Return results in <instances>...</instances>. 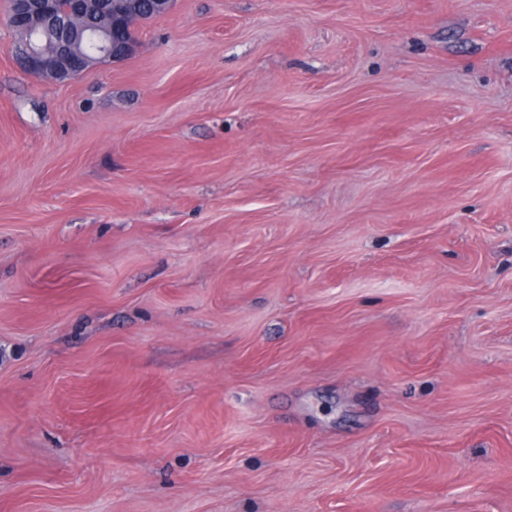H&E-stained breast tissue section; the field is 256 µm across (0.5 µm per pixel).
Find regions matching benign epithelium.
<instances>
[{
    "mask_svg": "<svg viewBox=\"0 0 512 512\" xmlns=\"http://www.w3.org/2000/svg\"><path fill=\"white\" fill-rule=\"evenodd\" d=\"M56 0H10L8 25L17 32L11 52L26 73L39 78L65 81L92 74L101 64L131 56L136 50V25L151 17L165 14L173 0H151L152 12L140 7V0H126L127 8L112 16V28L103 34L90 33L86 41L95 42L89 53L68 47L71 33L69 13L82 14L92 0H70L71 6L62 15L55 11Z\"/></svg>",
    "mask_w": 512,
    "mask_h": 512,
    "instance_id": "1",
    "label": "benign epithelium"
}]
</instances>
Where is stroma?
Instances as JSON below:
<instances>
[{"label": "stroma", "instance_id": "stroma-1", "mask_svg": "<svg viewBox=\"0 0 512 512\" xmlns=\"http://www.w3.org/2000/svg\"><path fill=\"white\" fill-rule=\"evenodd\" d=\"M5 16L0 512H512V0ZM56 0H11L7 16L8 25L17 32L12 44L13 58L26 73L39 78L65 81L80 75L92 74L101 64L115 62L131 56L136 50L134 31L136 25L152 14H165L173 0H151L152 11L144 12L139 0L126 1L127 8L112 15V28L108 33H89L87 42H95L89 53L71 50L68 42L71 33L69 15L55 11ZM54 27L63 42V49L55 55L45 54L33 36L45 28ZM71 6L64 12L82 14L90 7L92 0H70ZM77 27L95 26L97 28H108L110 17L107 13L82 14L73 21Z\"/></svg>", "mask_w": 512, "mask_h": 512}]
</instances>
